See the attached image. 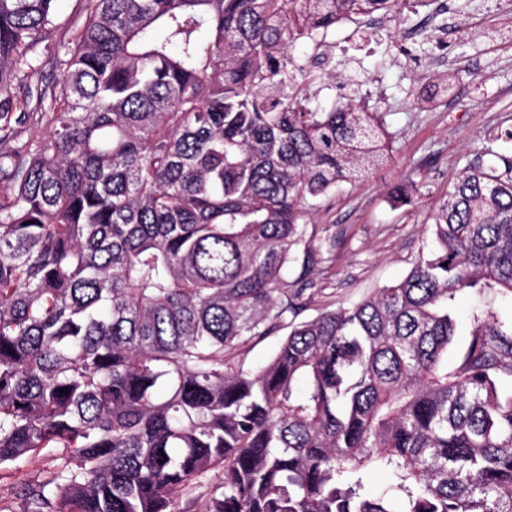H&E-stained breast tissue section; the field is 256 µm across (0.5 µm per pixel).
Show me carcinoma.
Listing matches in <instances>:
<instances>
[{
    "label": "carcinoma",
    "instance_id": "carcinoma-1",
    "mask_svg": "<svg viewBox=\"0 0 512 512\" xmlns=\"http://www.w3.org/2000/svg\"><path fill=\"white\" fill-rule=\"evenodd\" d=\"M55 2L0 0V467L54 451L32 512H179L216 469L200 512H512V154L457 176L399 282L298 322L283 280L336 246L306 240L317 201L393 144L291 48L399 0H82L21 139ZM279 330L266 365L233 357ZM474 302V297L469 294H462L456 300L452 310V316L456 323V334L448 345L449 364L457 357L468 338L469 311ZM222 481L221 471L211 472L207 478L202 479L183 493L179 500L180 511L199 512L201 504L213 494Z\"/></svg>",
    "mask_w": 512,
    "mask_h": 512
}]
</instances>
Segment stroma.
Instances as JSON below:
<instances>
[{
	"instance_id": "35a3bbf8",
	"label": "stroma",
	"mask_w": 512,
	"mask_h": 512,
	"mask_svg": "<svg viewBox=\"0 0 512 512\" xmlns=\"http://www.w3.org/2000/svg\"><path fill=\"white\" fill-rule=\"evenodd\" d=\"M500 2L407 0L386 27L371 29L370 52L323 63L334 77L324 82L319 101H368L383 113L393 151L360 185L339 183L310 215L308 239L317 244L335 237L336 249L331 262L310 273L301 319L350 306L404 277L422 248L428 211L484 147L512 130V13L504 14ZM80 9L79 0H57L60 26L40 44L27 86L49 88L60 81L53 52ZM436 12L444 22L446 58L435 59L419 41L412 54L402 55V33L419 16ZM443 78L453 94L422 109L421 96ZM409 179L415 183L414 205H392L389 188ZM51 469L43 456L0 470V512H27L26 485L48 479Z\"/></svg>"
}]
</instances>
